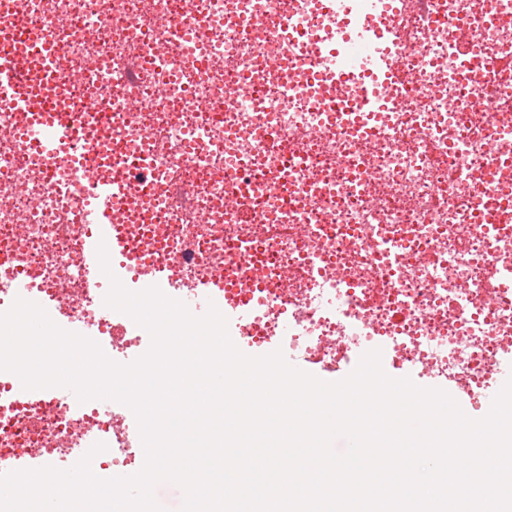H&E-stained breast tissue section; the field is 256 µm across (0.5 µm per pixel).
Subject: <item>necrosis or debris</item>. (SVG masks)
I'll return each instance as SVG.
<instances>
[{"instance_id":"1","label":"necrosis or debris","mask_w":512,"mask_h":512,"mask_svg":"<svg viewBox=\"0 0 512 512\" xmlns=\"http://www.w3.org/2000/svg\"><path fill=\"white\" fill-rule=\"evenodd\" d=\"M2 13L58 45L66 135L87 132V105L105 116L88 170L146 218L139 261L109 254L126 290L176 300L220 274L242 354L377 350L463 381L475 403L512 360V0H403L382 38L370 0H0ZM358 46L388 60L382 78L322 67ZM19 120L0 101V313L22 281L27 302L126 364L141 326L103 322L84 283L78 217L96 202L67 145L24 147ZM135 421L0 369V474L87 455L111 471Z\"/></svg>"}]
</instances>
